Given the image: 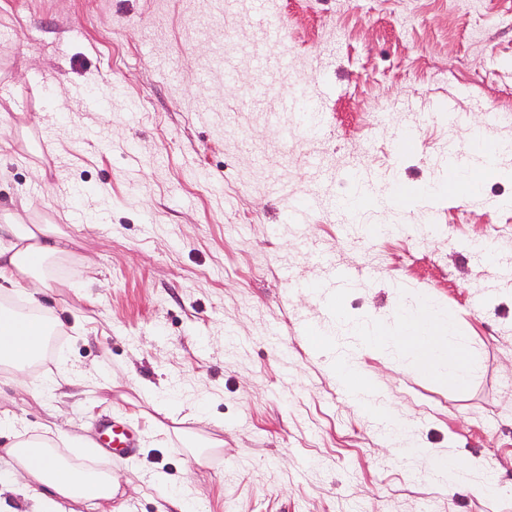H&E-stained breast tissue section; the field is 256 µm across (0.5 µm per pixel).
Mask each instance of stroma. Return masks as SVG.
Returning a JSON list of instances; mask_svg holds the SVG:
<instances>
[{"mask_svg":"<svg viewBox=\"0 0 512 512\" xmlns=\"http://www.w3.org/2000/svg\"><path fill=\"white\" fill-rule=\"evenodd\" d=\"M300 88L322 132L287 142L271 116ZM472 129L512 141V0H0V215L57 225L82 256L56 271L67 332L40 383L0 372V420L34 436L59 411L90 441L105 418L133 428L120 512H177L164 483L200 512H512V155L466 197L438 190L449 143L481 165ZM406 132L417 149L393 157ZM302 194L305 232L271 234ZM336 266L353 272L340 289ZM426 299L471 339L466 389L357 333ZM346 352L402 435L340 393ZM62 369L73 384L52 386ZM436 460L501 489L449 487Z\"/></svg>","mask_w":512,"mask_h":512,"instance_id":"obj_1","label":"stroma"}]
</instances>
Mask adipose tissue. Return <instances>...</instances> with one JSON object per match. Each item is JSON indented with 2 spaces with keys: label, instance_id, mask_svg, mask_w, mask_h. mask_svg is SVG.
<instances>
[{
  "label": "adipose tissue",
  "instance_id": "obj_1",
  "mask_svg": "<svg viewBox=\"0 0 512 512\" xmlns=\"http://www.w3.org/2000/svg\"><path fill=\"white\" fill-rule=\"evenodd\" d=\"M12 238L0 243V367L27 372L51 337L65 324L42 301L58 283L50 274L56 263L72 257V240L57 234L52 225L28 224L15 219ZM27 289V312L7 302L17 289ZM370 345L383 348L391 362L421 374L437 375L449 387L462 390L473 381L477 368L470 356V341L431 306L402 311L394 326L368 328ZM54 436L14 438L0 449V512H65L68 501L96 505L109 502L119 490L112 472L77 467L53 450Z\"/></svg>",
  "mask_w": 512,
  "mask_h": 512
}]
</instances>
